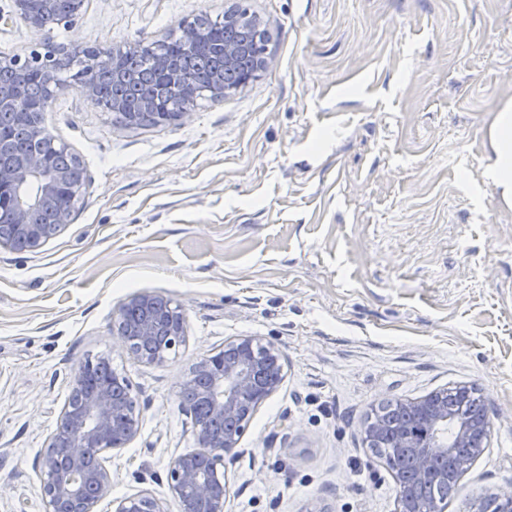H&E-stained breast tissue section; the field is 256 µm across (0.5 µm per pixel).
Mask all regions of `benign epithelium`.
<instances>
[{
    "mask_svg": "<svg viewBox=\"0 0 512 512\" xmlns=\"http://www.w3.org/2000/svg\"><path fill=\"white\" fill-rule=\"evenodd\" d=\"M87 0H13V15L36 34L46 29L52 15L58 22L73 21L86 7ZM203 37L202 28L188 19L181 22L183 50L191 51ZM245 48L224 44V69L238 66ZM129 48L106 46L100 49L97 65L82 73L74 89L88 102L112 114L126 126L139 125V113L125 111L118 100L101 97L97 67L112 72L116 79L127 77ZM65 53L33 51L25 58L0 60V67L15 70L18 78L0 83V112H19L30 118V137L41 143L24 150L0 153V214L8 217L11 233L0 235V246L13 250L38 249L71 222L78 200L87 186L81 160L71 154L73 165L55 166L50 151L70 154L66 143L57 139L39 122L49 103L67 86L57 74L65 69ZM160 81V94H177L185 100L178 112L161 116V121L179 120L190 115L193 78L189 71L172 65L164 54L154 58ZM37 75L42 94L31 95L27 76ZM159 297L141 293L129 298L118 309L117 336L138 361L160 365L186 345L188 332L178 306L158 309ZM208 377L197 385L198 398L208 414L192 417L193 434L201 451L174 457L167 469L170 496L180 512H196L203 502L207 512H226L230 486L224 458L239 445L249 424L248 416L257 411L283 382L282 355L272 342L261 343L255 336H239L224 343L222 352L202 361ZM407 410L423 417L426 428L412 433L396 430L390 441L409 455L415 465L414 478L394 474L397 486L396 512H445L434 502L416 505L415 488L438 460H450L460 470L470 468L484 451L487 431L480 416L455 419L448 414V389L432 391L405 401ZM139 411L131 392L113 390L107 371L88 363L75 375L71 396L60 413L48 450L37 464L45 512H96L111 493L112 477L102 453L128 447L139 434ZM113 512H168L165 502L142 490L112 501Z\"/></svg>",
    "mask_w": 512,
    "mask_h": 512,
    "instance_id": "benign-epithelium-1",
    "label": "benign epithelium"
}]
</instances>
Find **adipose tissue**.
Masks as SVG:
<instances>
[{
	"mask_svg": "<svg viewBox=\"0 0 512 512\" xmlns=\"http://www.w3.org/2000/svg\"><path fill=\"white\" fill-rule=\"evenodd\" d=\"M488 137L491 157L486 176L501 203L512 207V101L494 112L488 125Z\"/></svg>",
	"mask_w": 512,
	"mask_h": 512,
	"instance_id": "adipose-tissue-1",
	"label": "adipose tissue"
}]
</instances>
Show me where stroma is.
I'll return each mask as SVG.
<instances>
[{"instance_id":"stroma-1","label":"stroma","mask_w":512,"mask_h":512,"mask_svg":"<svg viewBox=\"0 0 512 512\" xmlns=\"http://www.w3.org/2000/svg\"><path fill=\"white\" fill-rule=\"evenodd\" d=\"M238 4L266 64L224 99L152 128L73 90L45 113L88 185L41 248L0 247V512H44L35 463L97 358L140 413L100 512L140 490L179 512L166 467L197 450L181 386L237 336L274 342L284 380L226 462L228 512H395L368 418L456 385L493 427L445 512L512 485V209L484 175L512 99V0H89L40 35L0 23V58L147 45ZM144 291L187 319L160 365L114 333Z\"/></svg>"}]
</instances>
